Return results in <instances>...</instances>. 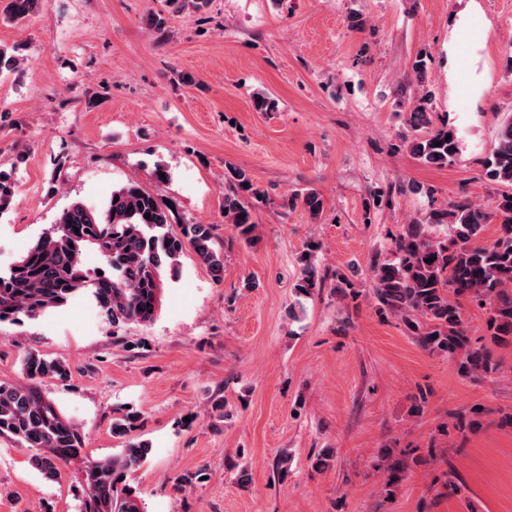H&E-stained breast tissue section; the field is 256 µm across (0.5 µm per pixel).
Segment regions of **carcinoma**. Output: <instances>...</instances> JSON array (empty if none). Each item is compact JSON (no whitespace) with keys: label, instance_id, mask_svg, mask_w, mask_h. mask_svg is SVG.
<instances>
[{"label":"carcinoma","instance_id":"carcinoma-1","mask_svg":"<svg viewBox=\"0 0 512 512\" xmlns=\"http://www.w3.org/2000/svg\"><path fill=\"white\" fill-rule=\"evenodd\" d=\"M38 0H8L5 18L17 22L30 16ZM20 47L0 45V74L20 66ZM409 147L419 162L443 167L458 151L456 133L443 126L430 129L429 102L418 99L409 117ZM488 180L512 186V119L503 122L483 165ZM224 215L234 231L251 240L253 202L266 196L247 171L231 168L224 176ZM10 175L0 171V212L13 199ZM174 206L137 183L112 192L102 209L72 202L9 269L0 272V323L34 319L78 296L88 295L116 326L129 320L154 319L164 288L162 273L174 271L186 249L192 250L213 277L221 279L224 253L212 244L205 224H183L174 235ZM449 220L453 235L441 241L433 228ZM496 221V236L481 241L486 224ZM311 247L302 257L296 289L307 296L322 283ZM93 254L100 266L86 264ZM434 261L427 262V259ZM370 294L379 313L402 320L418 344L432 353L460 357L459 369L474 378L497 371L498 364L483 346L467 336L461 308L450 294L484 303L493 337L512 335V192H502L489 206L462 200L447 213L426 222L413 219L391 237L389 256L376 254L369 264ZM26 381L0 384V439L30 452L29 462L48 480L63 467L81 474L80 512H143L130 476L147 459L145 441L125 443L119 453L90 460L78 425L67 418L40 388L44 378L65 380L67 365L37 353L23 358ZM131 410L112 421V435L128 436L138 427Z\"/></svg>","mask_w":512,"mask_h":512}]
</instances>
